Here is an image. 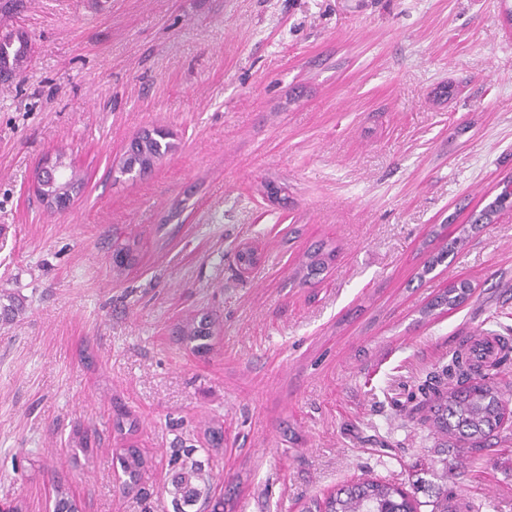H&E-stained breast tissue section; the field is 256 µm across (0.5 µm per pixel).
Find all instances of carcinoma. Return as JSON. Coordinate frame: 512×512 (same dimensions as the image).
Returning a JSON list of instances; mask_svg holds the SVG:
<instances>
[{"mask_svg": "<svg viewBox=\"0 0 512 512\" xmlns=\"http://www.w3.org/2000/svg\"><path fill=\"white\" fill-rule=\"evenodd\" d=\"M172 149L173 143L166 140L165 134L155 130L144 131L132 141L120 173L134 171L144 174ZM505 210H512V201L507 203L501 196H495L483 208L471 212L470 228L492 223ZM465 240L466 237L460 236L448 242L432 257L424 273H429L444 262ZM334 257V250L323 246L317 248L307 257V275H317ZM469 289V284L464 282L458 287H449L430 304L428 310L459 308L467 300ZM18 309L19 304L14 296H0L1 320H12ZM213 327L209 317H193L182 325L181 338L196 343L197 349L205 350L208 348L207 340L213 335ZM511 359L512 346L506 338L502 339L499 355L482 362H473L464 348L455 351L445 371L448 390L440 391L437 384L430 386L434 397L430 426L437 433L463 443L467 452L474 455L481 452L498 436L503 426L508 400L505 399L499 377ZM119 463L132 485L146 460L138 449L130 446L124 449ZM167 493L172 496L176 512H196L195 507L199 503L211 500L212 477L202 470L198 462L184 460L175 470ZM491 507L492 503L488 500L460 498L450 503L445 497L436 502L432 512H488ZM55 508L56 512H76L77 509L69 491L61 486L56 489ZM307 512H417V503L390 483L366 479L338 489L322 502H313Z\"/></svg>", "mask_w": 512, "mask_h": 512, "instance_id": "carcinoma-1", "label": "carcinoma"}]
</instances>
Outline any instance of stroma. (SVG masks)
Instances as JSON below:
<instances>
[{"instance_id":"obj_1","label":"stroma","mask_w":512,"mask_h":512,"mask_svg":"<svg viewBox=\"0 0 512 512\" xmlns=\"http://www.w3.org/2000/svg\"><path fill=\"white\" fill-rule=\"evenodd\" d=\"M508 5L0 0L31 41L0 78V294L23 303L0 324V501L48 512L62 485L79 512H174L170 461L187 455L228 512H305L363 479L418 512L446 493L512 512V428L470 464L414 409L463 339H512V211L422 272L434 226L456 236L512 177ZM154 128L175 150L119 173ZM54 150L86 174L62 211L33 191ZM323 242L334 262L301 284ZM460 280L471 298L427 314ZM200 313L216 320L202 354L176 334ZM130 445L147 466L125 493Z\"/></svg>"}]
</instances>
